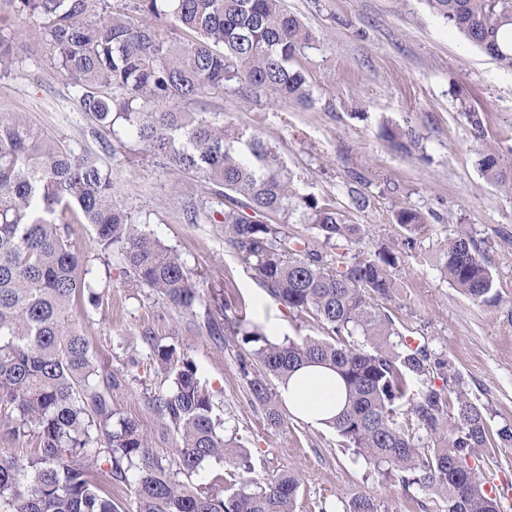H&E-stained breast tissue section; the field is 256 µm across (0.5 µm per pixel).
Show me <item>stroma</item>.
Masks as SVG:
<instances>
[{"instance_id":"35a3bbf8","label":"stroma","mask_w":512,"mask_h":512,"mask_svg":"<svg viewBox=\"0 0 512 512\" xmlns=\"http://www.w3.org/2000/svg\"><path fill=\"white\" fill-rule=\"evenodd\" d=\"M313 34L298 57L309 75L314 104L302 108L261 95L243 99L236 86L208 95L205 109L225 123L261 133L295 174L297 189L348 204L347 184H358L365 208L351 210L370 242L395 246L401 309L398 330L425 341L461 373L471 398L492 410L491 427L512 424V198L477 165L492 148L512 168V70L470 46L433 16L424 0H285ZM42 32L26 28L18 62L0 78V108L23 115L38 132L84 147L112 177V198L165 245L180 252L203 296L193 312L176 310L149 288H134L117 263L94 253L91 225H78L75 246L85 252L86 280L100 284L98 306L79 303L100 372L118 374L114 404L136 419L153 447L168 448L149 400L170 379L157 370L143 338L190 354L212 392L225 437L245 446L256 477L288 467L304 474L297 512H318L321 502L343 506L374 496L379 512H405L401 486L375 472L326 426L293 416L272 433L263 408L252 403L239 373L242 349L232 335H211L209 314L223 296L242 301L267 336L325 338L321 323L290 312L227 249L221 225L207 216L218 198L198 179L166 167L129 134L115 136L83 112L73 89L45 61ZM483 112L484 135L475 138L461 112V96ZM411 126L422 139L401 153L380 136L384 124ZM196 201L201 219L190 223L185 204ZM401 207L427 221L414 249L401 247L393 213ZM467 230L501 296L478 306L452 288L439 270L444 240Z\"/></svg>"}]
</instances>
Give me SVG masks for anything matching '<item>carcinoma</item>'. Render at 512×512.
Listing matches in <instances>:
<instances>
[{"mask_svg":"<svg viewBox=\"0 0 512 512\" xmlns=\"http://www.w3.org/2000/svg\"><path fill=\"white\" fill-rule=\"evenodd\" d=\"M426 3L512 69V0ZM26 22L42 31L47 61L83 111L111 130L121 123L153 155L226 198L218 220L224 243L282 306L325 326L328 339L273 341L234 315L236 301L219 306L224 321L235 320L247 355L241 372L269 427H288L271 380L327 368L341 381L344 405L326 426L375 471L405 490L417 487L442 512H504L487 487L483 453L511 447L512 425L492 429V413L473 401L455 366L398 331L394 248L367 246L364 225L350 223L335 200L298 193L292 172L260 136L225 124L219 112L180 107L228 84L246 99L313 105L297 64L313 34L283 0H0L1 76L17 61ZM463 109L482 136V113ZM381 136L402 152L420 142L409 126H386ZM478 166L512 194V170L495 153L480 152ZM292 220L311 234L293 231ZM394 220L413 248L424 216L404 207ZM75 224L93 226L97 254L123 266L132 287L150 288L185 312L202 302L181 255L112 200V179L90 155L0 110V437L35 442L26 456L0 450V512H296L302 473L253 475L241 444L221 433L190 355L153 345V364L171 377L152 407L174 440L173 458L113 404L118 379H101L73 314L77 295L93 307L102 297L81 277L86 256L73 244ZM439 261L462 295L499 304L468 232L448 238ZM212 460L228 468L231 487L191 480ZM120 486L131 491L129 509L112 499ZM343 512L378 510L361 495Z\"/></svg>","mask_w":512,"mask_h":512,"instance_id":"obj_1","label":"carcinoma"}]
</instances>
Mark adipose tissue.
Here are the masks:
<instances>
[{"label":"adipose tissue","mask_w":512,"mask_h":512,"mask_svg":"<svg viewBox=\"0 0 512 512\" xmlns=\"http://www.w3.org/2000/svg\"><path fill=\"white\" fill-rule=\"evenodd\" d=\"M279 392L289 410L315 425L332 418L344 401L335 374L321 367L298 371Z\"/></svg>","instance_id":"adipose-tissue-1"}]
</instances>
